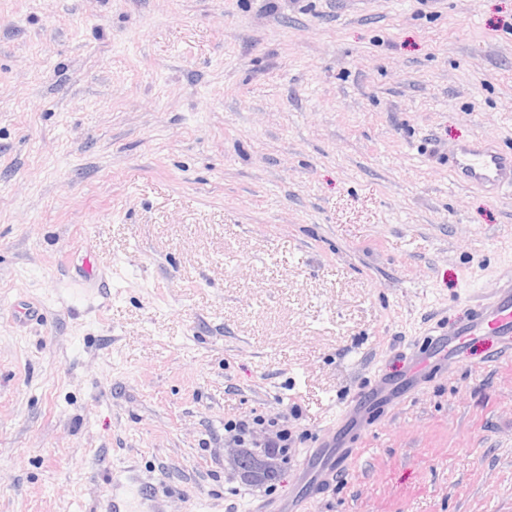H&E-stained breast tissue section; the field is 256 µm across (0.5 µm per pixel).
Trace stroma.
<instances>
[{
    "instance_id": "35a3bbf8",
    "label": "stroma",
    "mask_w": 512,
    "mask_h": 512,
    "mask_svg": "<svg viewBox=\"0 0 512 512\" xmlns=\"http://www.w3.org/2000/svg\"><path fill=\"white\" fill-rule=\"evenodd\" d=\"M477 137L512 150V0H0V512L298 493L512 265V192L448 170ZM498 347L366 412L311 512H512ZM242 417L288 420L271 493L234 481ZM326 443L324 440L316 448H308L302 464V470L307 471L312 462H318L315 472L309 477V482L313 481L312 486L333 480L336 476V466L351 457V453L345 456V451L339 448L336 449V455L328 456V449L323 448Z\"/></svg>"
}]
</instances>
